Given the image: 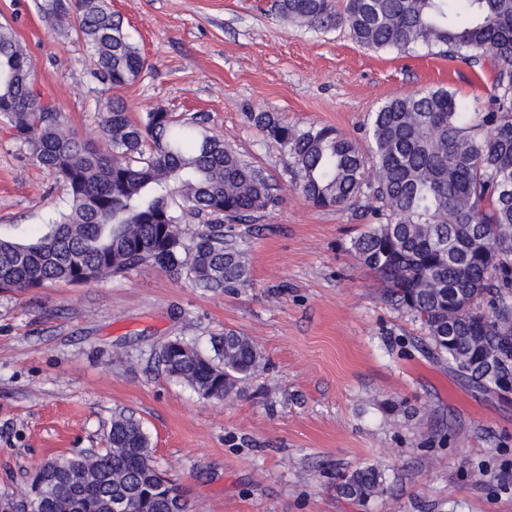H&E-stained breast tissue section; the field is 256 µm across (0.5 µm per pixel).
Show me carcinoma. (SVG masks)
Wrapping results in <instances>:
<instances>
[{
    "label": "carcinoma",
    "instance_id": "carcinoma-1",
    "mask_svg": "<svg viewBox=\"0 0 512 512\" xmlns=\"http://www.w3.org/2000/svg\"><path fill=\"white\" fill-rule=\"evenodd\" d=\"M271 9L315 32L349 29L374 51L439 48L496 59L488 111L472 118L455 93L430 89L395 97L374 113L363 147L331 126H298L276 112L251 120L288 153L291 184L318 207L361 197L374 222L354 241L387 298L420 321L433 350L479 388L512 378V0H274ZM43 17L90 50V81L120 89L147 67L111 0H43ZM98 123L112 146L79 140L32 78V61L0 26V124L32 160L55 172L66 209L35 239L0 237V290L103 282L154 266L194 287L222 293L250 278L226 243L224 221L276 209L281 186L243 159L203 119L162 108L132 121L112 100ZM202 218L192 233L182 221ZM212 353L182 338L161 344L157 364L206 399L224 400L256 375L263 355L235 330L211 339ZM102 450L41 465L31 479L40 512H191L188 499L154 464L140 420L113 416ZM336 490L363 501L383 492L373 465L338 476Z\"/></svg>",
    "mask_w": 512,
    "mask_h": 512
}]
</instances>
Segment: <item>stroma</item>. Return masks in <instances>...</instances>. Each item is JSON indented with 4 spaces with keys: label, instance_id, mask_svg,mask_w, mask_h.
<instances>
[{
    "label": "stroma",
    "instance_id": "stroma-1",
    "mask_svg": "<svg viewBox=\"0 0 512 512\" xmlns=\"http://www.w3.org/2000/svg\"><path fill=\"white\" fill-rule=\"evenodd\" d=\"M42 0H0L10 27L79 138L107 146L95 114L124 101L132 120L162 107L205 115L211 132L281 185L275 211L231 227L251 276L205 292L159 267L108 282L0 292V492H24L50 457L102 449L116 412L134 414L157 467L193 512H512V392L464 384L425 330L386 299L352 248L368 201L317 207L290 187L288 157L248 120L336 127L365 140L375 112L419 90L485 111L496 62L418 47L357 44L347 28L289 25L272 0H112L148 61L135 83L94 89L88 50L46 28ZM66 190L0 127V236L34 237ZM232 329L264 356L224 400L201 398L155 359L166 339L210 350ZM377 465L384 493L355 503L336 476Z\"/></svg>",
    "mask_w": 512,
    "mask_h": 512
}]
</instances>
